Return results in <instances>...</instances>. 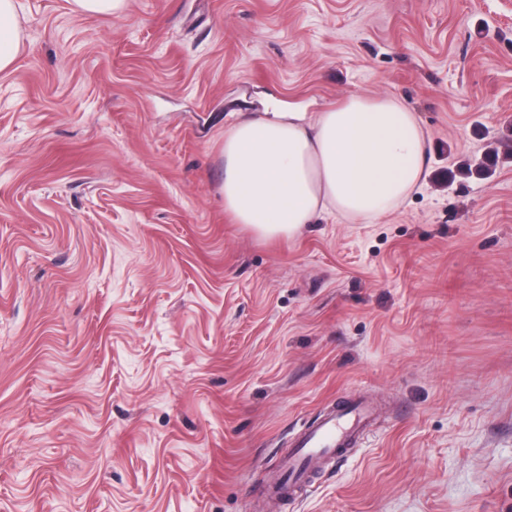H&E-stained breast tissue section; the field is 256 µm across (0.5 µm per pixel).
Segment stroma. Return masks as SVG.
<instances>
[{"label":"stroma","instance_id":"1","mask_svg":"<svg viewBox=\"0 0 512 512\" xmlns=\"http://www.w3.org/2000/svg\"><path fill=\"white\" fill-rule=\"evenodd\" d=\"M0 73V512H512V0H20ZM393 96L423 189L267 240L224 131ZM383 416L294 499L267 472ZM74 12L85 15H116L125 8L126 0H68ZM376 418L377 408L365 399L342 402L324 411L313 424L301 429L282 468L269 475L268 489L288 499L297 482L301 488L305 484L307 472L360 446Z\"/></svg>","mask_w":512,"mask_h":512}]
</instances>
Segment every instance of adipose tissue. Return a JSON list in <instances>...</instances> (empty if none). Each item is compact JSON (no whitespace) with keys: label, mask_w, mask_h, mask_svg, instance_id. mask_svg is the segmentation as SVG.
<instances>
[{"label":"adipose tissue","mask_w":512,"mask_h":512,"mask_svg":"<svg viewBox=\"0 0 512 512\" xmlns=\"http://www.w3.org/2000/svg\"><path fill=\"white\" fill-rule=\"evenodd\" d=\"M21 45L19 2L0 0V72ZM428 153L415 112L392 96L244 116L224 133V209L269 239L322 216L373 221L422 187Z\"/></svg>","instance_id":"1"}]
</instances>
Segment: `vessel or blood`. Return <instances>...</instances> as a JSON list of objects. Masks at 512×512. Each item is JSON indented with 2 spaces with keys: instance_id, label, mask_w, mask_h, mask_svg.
I'll list each match as a JSON object with an SVG mask.
<instances>
[{
  "instance_id": "obj_1",
  "label": "vessel or blood",
  "mask_w": 512,
  "mask_h": 512,
  "mask_svg": "<svg viewBox=\"0 0 512 512\" xmlns=\"http://www.w3.org/2000/svg\"><path fill=\"white\" fill-rule=\"evenodd\" d=\"M376 407L366 400H349L324 411L301 429L282 468L268 477V489L281 497L293 495L310 470L360 446L372 431Z\"/></svg>"
}]
</instances>
